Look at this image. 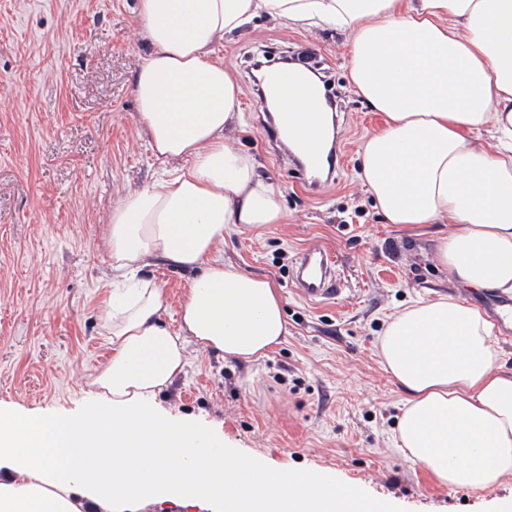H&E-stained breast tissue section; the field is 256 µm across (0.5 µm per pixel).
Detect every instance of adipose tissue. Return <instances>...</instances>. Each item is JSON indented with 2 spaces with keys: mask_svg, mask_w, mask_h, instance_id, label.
<instances>
[{
  "mask_svg": "<svg viewBox=\"0 0 512 512\" xmlns=\"http://www.w3.org/2000/svg\"><path fill=\"white\" fill-rule=\"evenodd\" d=\"M348 32L351 86L385 125L359 178L390 224L449 225L435 254L450 281L512 297V0H138L148 47L133 83L162 173L109 212L113 281L99 322L112 357L88 376L89 405L45 414L0 404V512H136L163 501L208 512H393L320 471L281 469L160 409L188 345L252 361L288 323L271 279L225 263L226 236L284 224L279 192L226 129L241 92L217 54L257 15ZM489 134L491 147L474 138ZM191 271L177 330L162 322L153 261ZM402 390L394 444L444 485L512 477V373L480 309L441 295L393 315L378 338Z\"/></svg>",
  "mask_w": 512,
  "mask_h": 512,
  "instance_id": "obj_1",
  "label": "adipose tissue"
}]
</instances>
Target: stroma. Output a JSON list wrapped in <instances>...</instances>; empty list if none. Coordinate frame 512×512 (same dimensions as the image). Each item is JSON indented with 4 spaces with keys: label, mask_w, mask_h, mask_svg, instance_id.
Returning a JSON list of instances; mask_svg holds the SVG:
<instances>
[{
    "label": "stroma",
    "mask_w": 512,
    "mask_h": 512,
    "mask_svg": "<svg viewBox=\"0 0 512 512\" xmlns=\"http://www.w3.org/2000/svg\"><path fill=\"white\" fill-rule=\"evenodd\" d=\"M137 0H0V403L58 413L88 397L85 377L108 362L98 302L111 289L103 238L109 206L158 173L137 117L132 84L146 53ZM348 36L290 29L267 17L225 38L218 54L241 89L243 128L233 143L254 155L288 221L243 229L225 262L272 279L288 319L285 341L251 362L188 348L184 374L158 403L220 425L247 455L394 503L397 512H495L512 478L473 492L445 486L407 460L392 436L402 393L380 365L387 317L419 297L453 295L496 319L499 296L455 287L434 260L447 227L384 223L358 178L381 113L349 83ZM306 54L340 92L344 164L320 195L263 138L253 63ZM319 243L338 259L343 292L311 304L290 284L297 255ZM147 273L163 288L177 328L190 273Z\"/></svg>",
    "instance_id": "obj_1"
}]
</instances>
